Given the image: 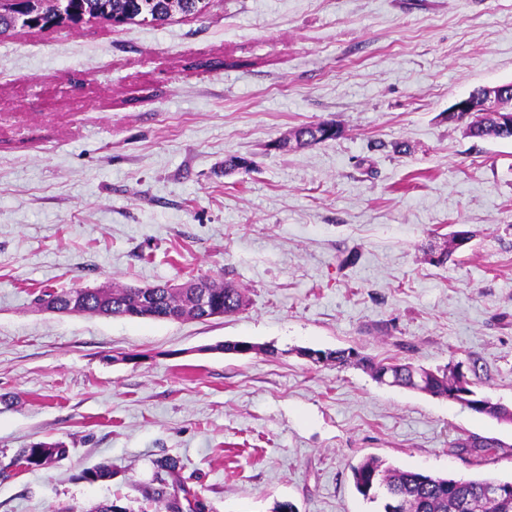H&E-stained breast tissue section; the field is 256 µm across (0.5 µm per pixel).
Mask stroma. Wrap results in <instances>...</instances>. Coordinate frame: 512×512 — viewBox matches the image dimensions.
<instances>
[{"label": "stroma", "mask_w": 512, "mask_h": 512, "mask_svg": "<svg viewBox=\"0 0 512 512\" xmlns=\"http://www.w3.org/2000/svg\"><path fill=\"white\" fill-rule=\"evenodd\" d=\"M512 82V0H213L202 17L0 37V512H380L351 466L512 478V422L314 364L452 366L512 409V140L454 101ZM341 137L275 142L309 123ZM253 169L225 173L224 161ZM474 237L442 264L427 247ZM210 277L235 315L57 314L43 290ZM260 350L228 354V341ZM498 439L477 462L457 438ZM63 442L48 468L21 449ZM107 464L111 480L85 471Z\"/></svg>", "instance_id": "1"}]
</instances>
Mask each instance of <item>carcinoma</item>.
Listing matches in <instances>:
<instances>
[{
  "label": "carcinoma",
  "mask_w": 512,
  "mask_h": 512,
  "mask_svg": "<svg viewBox=\"0 0 512 512\" xmlns=\"http://www.w3.org/2000/svg\"><path fill=\"white\" fill-rule=\"evenodd\" d=\"M211 0H68L66 15L74 24L80 25L91 19H121L135 22L162 24L174 14L201 16L209 8ZM52 17V9L31 10L28 5L11 0L7 6L0 5V35L18 27L43 30ZM343 128L333 122H321L302 126L279 141L285 147L294 141L299 147L341 136ZM472 138H512V129L502 126L489 115L473 129ZM190 287L175 288L157 285L149 288H131L109 285L107 288H70L56 293L58 310H65L72 297L81 298L78 313L107 317H137L166 321L203 319V312L193 305L192 297L197 284L204 285L215 304L224 314L232 315L246 306L245 290L209 277L189 280ZM322 363L338 367L357 365L366 369L377 382L389 379V385L404 387L448 398L473 412L486 414L498 421L512 420L509 408L480 398L471 390L469 395H460L457 387L458 373L451 369L436 371L415 367L397 361H373L353 349H336L322 352ZM474 447L479 449L478 458L496 452L497 445L488 441L469 444L466 439L452 442L453 448ZM66 453L61 442H40L23 450V457L36 465L45 467ZM356 490L372 502H380L383 512H390V499L399 501L398 512H512V492L499 500H490L482 494L484 487L497 484L512 488L511 481L495 478L456 479L448 476L430 475L403 470L377 457H369L351 467Z\"/></svg>",
  "instance_id": "1"
}]
</instances>
